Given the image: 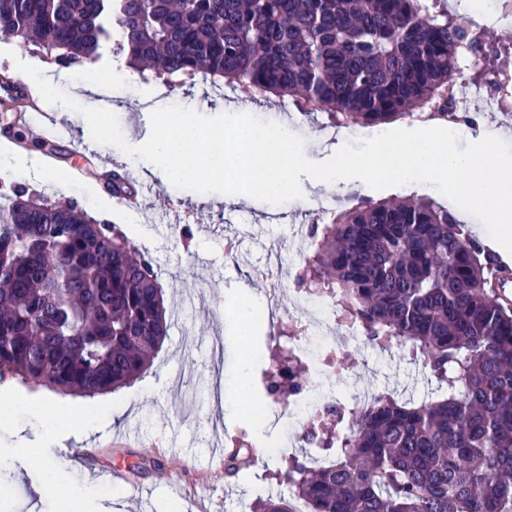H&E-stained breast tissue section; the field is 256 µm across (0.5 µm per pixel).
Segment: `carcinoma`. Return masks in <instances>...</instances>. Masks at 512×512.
Wrapping results in <instances>:
<instances>
[{"instance_id":"obj_1","label":"carcinoma","mask_w":512,"mask_h":512,"mask_svg":"<svg viewBox=\"0 0 512 512\" xmlns=\"http://www.w3.org/2000/svg\"><path fill=\"white\" fill-rule=\"evenodd\" d=\"M0 33L71 68L103 44L132 69L183 87L288 97L334 127L456 114L459 85L502 86L498 49L445 0H0ZM294 287L336 300L340 327L404 347L435 388L419 401L377 393L315 415L308 441L329 461L289 459L290 497L252 512H512V307L492 286L493 253L429 197L363 199L311 224ZM170 327L148 254L74 199L0 193V379L91 396L152 365ZM283 404L304 384L280 347L265 373ZM257 451L247 431L224 456L229 477Z\"/></svg>"}]
</instances>
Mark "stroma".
<instances>
[{
	"label": "stroma",
	"mask_w": 512,
	"mask_h": 512,
	"mask_svg": "<svg viewBox=\"0 0 512 512\" xmlns=\"http://www.w3.org/2000/svg\"><path fill=\"white\" fill-rule=\"evenodd\" d=\"M20 61L40 63L45 76L78 103L115 113L121 129L134 142L150 134V114L157 101L169 106L187 100L198 113L215 116L239 96L235 90L218 95L203 83L186 90L172 89L114 62L106 52L95 62V70L121 72L126 80L120 88L104 83L90 92L81 87L79 68L57 69L36 47L0 36V75L22 84L24 75L16 68ZM22 109L19 103L0 105V146L27 157L30 172L22 182L31 190L54 200H78L89 215L118 224L124 210L113 204L102 172L114 168L138 172L139 204L134 212L139 223L132 238L157 267L171 327L152 368L131 385L110 392L111 425L69 442V449L84 452L85 460L62 464L58 473L61 496L40 493L41 470L34 466L31 454L19 452L20 447L50 438L45 418L19 414L10 427L0 430V452L6 456L8 472L0 482V512H132L138 503L144 512H244L245 505L257 497L287 493L288 486L278 474L288 457H318L321 449H261L236 479L225 475L223 463L212 454L214 444L243 429L239 423H224L220 378L235 372L241 355L256 349L267 352L273 345L267 326L243 340L225 331L224 317L233 311L237 288L264 296L269 284L261 278V270L303 262L309 239L300 228L311 223L314 211L307 205H271L255 199L235 205L220 194L176 189L160 173L143 177L142 161L95 143L80 114L55 105L46 106V118L61 123L67 133L58 151L48 152L47 141L30 133ZM464 109L476 114L477 123L475 130L462 132V140L477 141L496 133L512 143V134L504 132L512 125V115L472 95L465 97ZM249 112L266 121L287 122L291 133L304 140L311 160H326L337 149L332 129L323 118L302 116L289 99L262 97ZM436 194L426 184L380 191L364 185L342 197L318 188L310 197L328 199L338 212L363 198L378 201ZM186 223L193 233L187 247L179 235L180 226ZM340 360L327 374L329 389L387 391L405 399L428 389L422 369L395 346L379 350L357 334ZM15 395L34 396L50 408L63 400L73 412L86 410L92 403L90 397H65L15 376L1 380L0 406ZM103 464L122 467L125 482L114 485L100 480L96 472ZM75 484L86 487L85 499L69 495V487Z\"/></svg>",
	"instance_id": "obj_1"
}]
</instances>
